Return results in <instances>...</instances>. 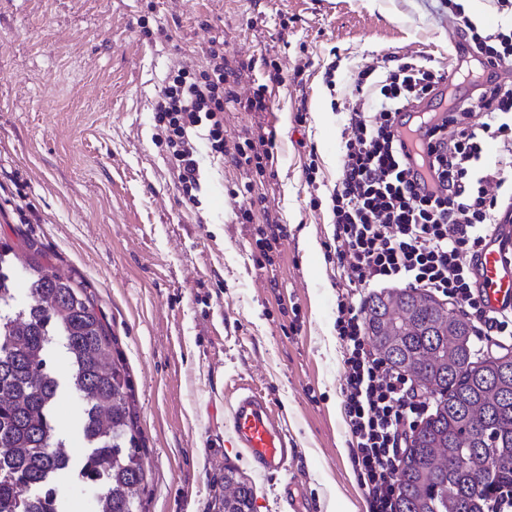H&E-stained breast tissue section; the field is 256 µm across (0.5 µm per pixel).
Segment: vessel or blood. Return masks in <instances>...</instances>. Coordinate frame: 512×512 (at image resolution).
<instances>
[{
    "instance_id": "1",
    "label": "vessel or blood",
    "mask_w": 512,
    "mask_h": 512,
    "mask_svg": "<svg viewBox=\"0 0 512 512\" xmlns=\"http://www.w3.org/2000/svg\"><path fill=\"white\" fill-rule=\"evenodd\" d=\"M440 119L432 112H403L396 130L405 145V160L427 191L435 185L428 178L427 153L430 132ZM475 287L486 309H512V234L506 226L497 225L471 261ZM229 427L238 448L261 472L279 477L283 500L289 512H308L304 493L295 491L287 480L288 463L298 457L283 420L270 402L255 388L241 387L229 408Z\"/></svg>"
}]
</instances>
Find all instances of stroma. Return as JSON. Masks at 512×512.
Listing matches in <instances>:
<instances>
[{"label":"stroma","mask_w":512,"mask_h":512,"mask_svg":"<svg viewBox=\"0 0 512 512\" xmlns=\"http://www.w3.org/2000/svg\"><path fill=\"white\" fill-rule=\"evenodd\" d=\"M458 32L440 0H0V243L83 281L118 340L147 450L146 512H218L225 466L254 512H284L277 477L234 448L236 383L261 387L301 453L292 472L312 512H365L340 412L341 283L326 261V198L341 177L351 73L390 54L448 64ZM224 44L244 79L280 63L265 112H224L226 139L274 136L265 190L288 229L274 270L252 253L229 191L245 174L203 157L199 206L154 140L170 68ZM335 64L333 83L325 68ZM307 121L297 125L298 106ZM315 151L319 172L303 168ZM73 459L87 452L78 399L54 407Z\"/></svg>","instance_id":"35a3bbf8"}]
</instances>
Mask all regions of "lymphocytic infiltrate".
Wrapping results in <instances>:
<instances>
[{"instance_id": "f902f5d3", "label": "lymphocytic infiltrate", "mask_w": 512, "mask_h": 512, "mask_svg": "<svg viewBox=\"0 0 512 512\" xmlns=\"http://www.w3.org/2000/svg\"><path fill=\"white\" fill-rule=\"evenodd\" d=\"M450 9L458 29L490 64L512 67V26L483 35L458 4ZM205 56L201 68L169 71L154 107V138L165 147L186 203L198 204L202 189L198 131H205L212 154L246 173L234 215L237 223L254 224L253 255L268 268L288 236L265 192L274 142L247 131L227 143L224 109L267 111L269 88L282 83V69L268 62L264 83L245 89L222 43L211 42ZM449 74L448 67L414 61L354 73L342 133V177L324 201L331 226L327 260L346 283L337 297L335 321L343 350V417L369 512H394L401 458L433 401L416 379L373 350L366 333V291L398 283L437 294L470 316L480 351L512 337V311H487L470 272V259L491 226L512 218L507 210L512 177L490 166L486 156L488 141L512 138V84L488 83L476 102L454 106L434 128L437 145L428 156L435 193L418 191L394 128L398 113L432 95Z\"/></svg>"}]
</instances>
